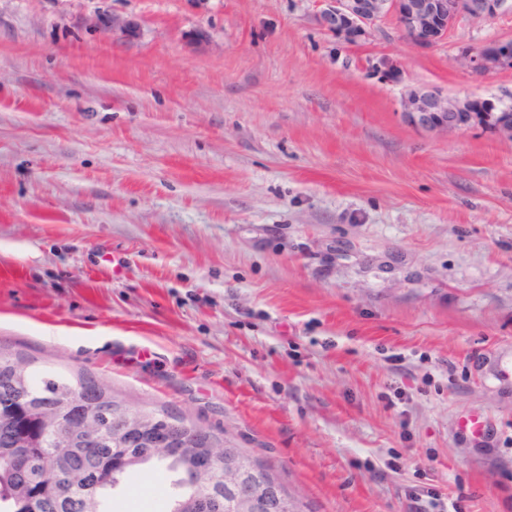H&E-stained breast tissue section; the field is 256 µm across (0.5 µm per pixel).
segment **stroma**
Instances as JSON below:
<instances>
[{"instance_id":"1","label":"stroma","mask_w":512,"mask_h":512,"mask_svg":"<svg viewBox=\"0 0 512 512\" xmlns=\"http://www.w3.org/2000/svg\"><path fill=\"white\" fill-rule=\"evenodd\" d=\"M317 11L0 0V344L224 433L303 512H512V138L401 106L512 104V71L456 62L512 13L356 49ZM470 101L479 103L477 111L472 108ZM402 108L416 125L425 129L454 130L464 125L461 122V117H467L465 112H469L468 123L474 121L496 133L512 137V124H510L512 122V105L499 112L502 119L509 120L510 123L499 120L500 115L495 113L497 111H495L494 104L478 98L459 100L432 92L410 93L403 99ZM475 112H482L481 118L485 124L479 123Z\"/></svg>"}]
</instances>
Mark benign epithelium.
Wrapping results in <instances>:
<instances>
[{
	"label": "benign epithelium",
	"instance_id": "7a95c632",
	"mask_svg": "<svg viewBox=\"0 0 512 512\" xmlns=\"http://www.w3.org/2000/svg\"><path fill=\"white\" fill-rule=\"evenodd\" d=\"M325 8L318 12L320 29L349 47L366 44L372 26L384 17L402 33L411 35V40L421 46L437 44L447 39L448 31L436 26V18L448 14L453 19L490 20L504 12H512V0H394L389 11L377 9L375 0H322ZM458 64L466 70L483 75L506 72L512 68L494 60L487 53L460 48ZM478 109L470 101L451 99L437 93H411L402 101L406 112L416 125L425 129L454 130L462 126L461 117L469 115V121H484V127L501 135L512 137V124L499 120L495 105L478 100ZM125 441L139 444L148 438L158 446L171 442L170 428L157 425L145 431L137 424L128 425L123 431ZM209 453L199 454L194 461V471L210 477L223 470Z\"/></svg>",
	"mask_w": 512,
	"mask_h": 512
}]
</instances>
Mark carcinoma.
I'll return each instance as SVG.
<instances>
[{"instance_id": "carcinoma-1", "label": "carcinoma", "mask_w": 512, "mask_h": 512, "mask_svg": "<svg viewBox=\"0 0 512 512\" xmlns=\"http://www.w3.org/2000/svg\"><path fill=\"white\" fill-rule=\"evenodd\" d=\"M36 358L0 346V512H112V492L135 467L157 463L176 474L167 512H237L224 483L195 476L190 455L208 448L218 459L229 451L252 471L244 481L266 480L280 486L285 512H300L271 468L237 448L222 433L197 424L166 407L131 406L112 386L81 369L34 367ZM173 422V448L124 446L120 426L131 421ZM101 469V486L84 489L83 476Z\"/></svg>"}]
</instances>
